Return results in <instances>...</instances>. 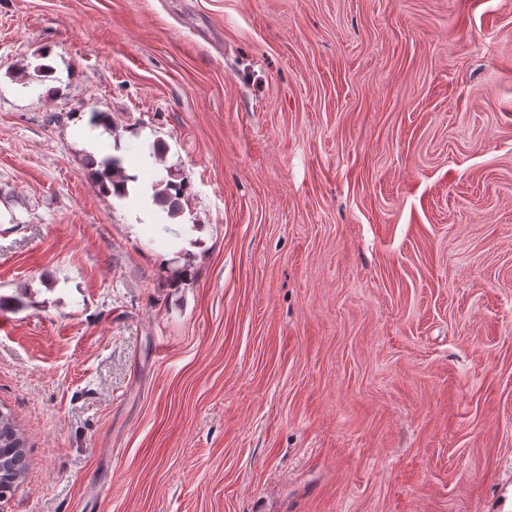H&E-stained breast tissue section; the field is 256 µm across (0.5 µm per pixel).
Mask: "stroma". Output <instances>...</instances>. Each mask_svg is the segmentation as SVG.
Wrapping results in <instances>:
<instances>
[{
  "instance_id": "1",
  "label": "stroma",
  "mask_w": 512,
  "mask_h": 512,
  "mask_svg": "<svg viewBox=\"0 0 512 512\" xmlns=\"http://www.w3.org/2000/svg\"><path fill=\"white\" fill-rule=\"evenodd\" d=\"M20 288L0 512H512V0H0ZM85 160L89 176L104 194L118 198L129 194L127 183L136 178L127 174L123 157L104 152L98 155L88 153ZM128 186L133 187V182H129ZM152 201L161 208L170 219L178 217L183 211V200L188 189L187 177L167 169V178L151 183ZM0 411V488L6 483L9 495L28 474L27 442L10 412Z\"/></svg>"
}]
</instances>
